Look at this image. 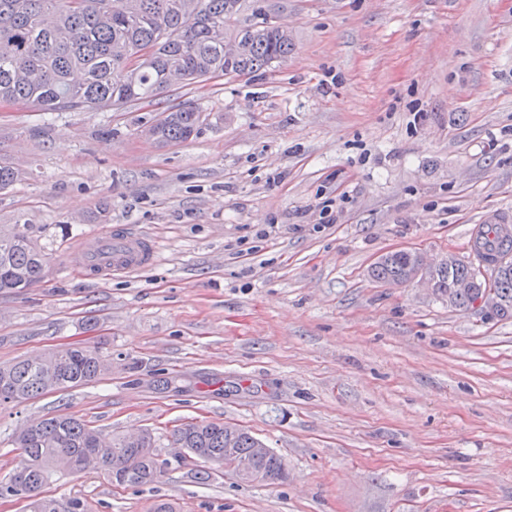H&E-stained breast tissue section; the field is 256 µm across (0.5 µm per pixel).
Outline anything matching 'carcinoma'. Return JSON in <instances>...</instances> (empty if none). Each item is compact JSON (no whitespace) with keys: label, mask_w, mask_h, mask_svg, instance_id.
Here are the masks:
<instances>
[{"label":"carcinoma","mask_w":512,"mask_h":512,"mask_svg":"<svg viewBox=\"0 0 512 512\" xmlns=\"http://www.w3.org/2000/svg\"><path fill=\"white\" fill-rule=\"evenodd\" d=\"M245 0H0V103H29L44 110L118 108L155 101L172 86L213 76L255 74L288 60L294 42L288 28L270 21L261 8L255 19L236 25ZM201 121L182 106L151 126L146 135L161 145L187 141ZM48 258L30 225L0 233V293L20 294L41 284ZM416 259L401 251L378 257L370 269L380 283L402 286ZM502 318H512V262L491 266ZM470 264L441 262L430 269L436 293L467 312L480 289L465 288ZM112 359L97 349L73 346L37 358L0 365V405L20 404L52 391L100 379ZM174 445L205 463L231 454L249 462L246 482L275 484L288 477L274 451L254 453L258 439L226 425L185 423L171 432ZM23 449L15 469L20 479L0 483V497H17L25 512H86L78 498L47 494L51 472H93L121 488L140 489L157 481L168 466L150 434L138 440H105L90 422L58 414L16 434Z\"/></svg>","instance_id":"carcinoma-1"}]
</instances>
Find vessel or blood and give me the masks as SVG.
Listing matches in <instances>:
<instances>
[{"mask_svg": "<svg viewBox=\"0 0 512 512\" xmlns=\"http://www.w3.org/2000/svg\"><path fill=\"white\" fill-rule=\"evenodd\" d=\"M81 260L101 271L120 273L141 270L152 266L156 260V246L145 237L112 231L97 241L94 248L84 250Z\"/></svg>", "mask_w": 512, "mask_h": 512, "instance_id": "vessel-or-blood-1", "label": "vessel or blood"}]
</instances>
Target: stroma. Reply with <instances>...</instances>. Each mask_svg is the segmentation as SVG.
Listing matches in <instances>:
<instances>
[{
  "instance_id": "stroma-1",
  "label": "stroma",
  "mask_w": 512,
  "mask_h": 512,
  "mask_svg": "<svg viewBox=\"0 0 512 512\" xmlns=\"http://www.w3.org/2000/svg\"><path fill=\"white\" fill-rule=\"evenodd\" d=\"M291 30L284 66L172 87L121 110L0 104V230L33 225L40 287L0 294V364L81 343L112 373L0 407L14 433L56 414L146 430L168 466L118 489L54 472L88 512H512V319L462 313L368 270L385 252L469 262L471 225L512 223V0H261ZM185 103L190 140L145 128ZM119 228L155 265L85 275ZM248 430L288 479L191 477L171 431Z\"/></svg>"
}]
</instances>
